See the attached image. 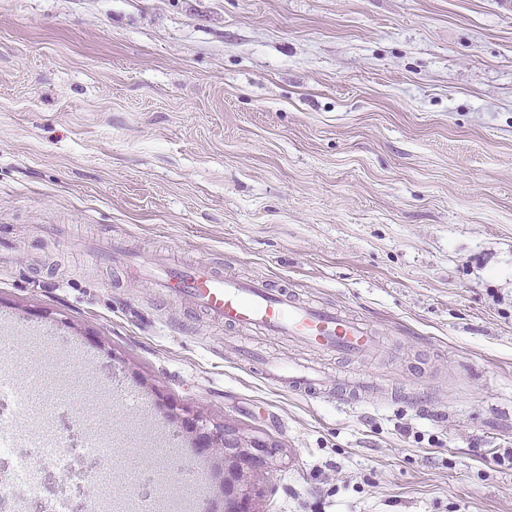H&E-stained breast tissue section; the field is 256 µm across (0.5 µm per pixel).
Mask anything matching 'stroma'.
I'll return each mask as SVG.
<instances>
[{"label":"stroma","mask_w":512,"mask_h":512,"mask_svg":"<svg viewBox=\"0 0 512 512\" xmlns=\"http://www.w3.org/2000/svg\"><path fill=\"white\" fill-rule=\"evenodd\" d=\"M134 253L381 347L225 328ZM0 344L22 391L99 384L158 499L173 403L275 448L255 512H512V0H0ZM242 347L387 393L298 395Z\"/></svg>","instance_id":"obj_1"}]
</instances>
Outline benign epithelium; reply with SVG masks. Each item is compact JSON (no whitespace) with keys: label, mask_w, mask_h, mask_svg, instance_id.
I'll list each match as a JSON object with an SVG mask.
<instances>
[{"label":"benign epithelium","mask_w":512,"mask_h":512,"mask_svg":"<svg viewBox=\"0 0 512 512\" xmlns=\"http://www.w3.org/2000/svg\"><path fill=\"white\" fill-rule=\"evenodd\" d=\"M181 428L195 436L200 458L210 463L206 486L209 510L216 512H255L252 507L255 478L273 457V447H255L238 432L212 425L199 414L172 411Z\"/></svg>","instance_id":"1"}]
</instances>
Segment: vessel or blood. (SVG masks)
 I'll return each mask as SVG.
<instances>
[{
  "mask_svg": "<svg viewBox=\"0 0 512 512\" xmlns=\"http://www.w3.org/2000/svg\"><path fill=\"white\" fill-rule=\"evenodd\" d=\"M138 265L166 297L195 303L227 326L288 336L346 356L367 353L380 344L379 336L361 320L331 306L303 301L293 290L273 287L267 280L242 281L206 264L162 266L148 257L140 258ZM243 357L276 385L309 396L322 391L323 377L315 367L296 364L283 369L251 350Z\"/></svg>",
  "mask_w": 512,
  "mask_h": 512,
  "instance_id": "vessel-or-blood-1",
  "label": "vessel or blood"
}]
</instances>
